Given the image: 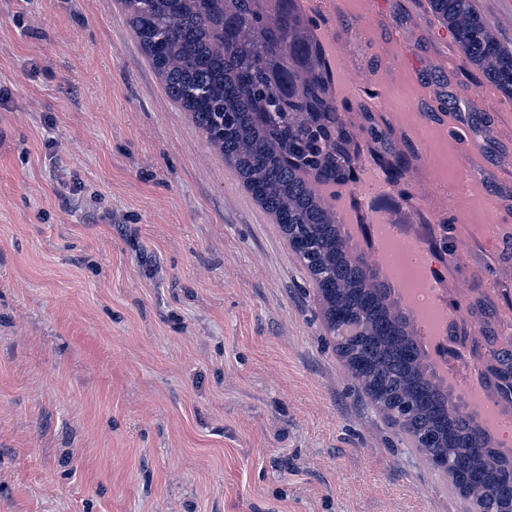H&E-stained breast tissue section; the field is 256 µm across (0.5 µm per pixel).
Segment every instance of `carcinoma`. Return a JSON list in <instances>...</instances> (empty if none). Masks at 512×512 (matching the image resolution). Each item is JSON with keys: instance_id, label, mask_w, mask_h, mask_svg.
<instances>
[{"instance_id": "carcinoma-1", "label": "carcinoma", "mask_w": 512, "mask_h": 512, "mask_svg": "<svg viewBox=\"0 0 512 512\" xmlns=\"http://www.w3.org/2000/svg\"><path fill=\"white\" fill-rule=\"evenodd\" d=\"M465 61L512 96V50L472 0H432ZM156 75L209 144L280 225L310 274L351 376L398 431L442 470L464 512H512V448L459 404L427 360L416 324L379 266L351 244L324 186L352 181L356 146H389L382 129L339 108L320 39L297 0H123ZM406 173L415 152L390 151ZM471 338L488 388L512 403V321L479 299Z\"/></svg>"}]
</instances>
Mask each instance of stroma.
<instances>
[{
  "label": "stroma",
  "instance_id": "stroma-1",
  "mask_svg": "<svg viewBox=\"0 0 512 512\" xmlns=\"http://www.w3.org/2000/svg\"><path fill=\"white\" fill-rule=\"evenodd\" d=\"M428 0H350L323 21L376 70L365 109L417 151L387 206L426 205L454 287L512 316V204L479 185L512 143L485 84L435 59ZM462 133L413 113L422 86ZM0 512H462L445 476L351 377L273 217L167 95L122 0H0Z\"/></svg>",
  "mask_w": 512,
  "mask_h": 512
}]
</instances>
